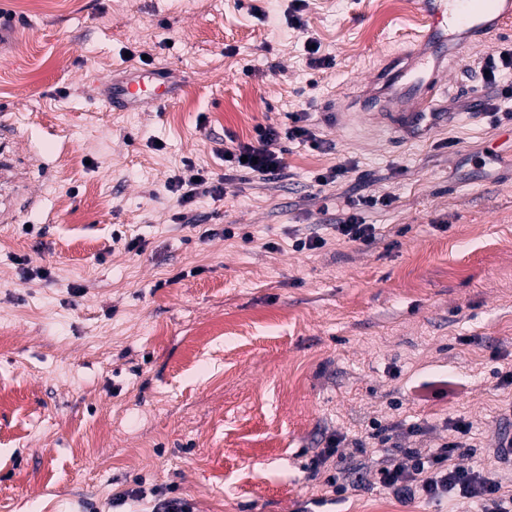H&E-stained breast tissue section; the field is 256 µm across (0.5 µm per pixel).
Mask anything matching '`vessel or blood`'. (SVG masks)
Segmentation results:
<instances>
[{
	"label": "vessel or blood",
	"instance_id": "vessel-or-blood-1",
	"mask_svg": "<svg viewBox=\"0 0 512 512\" xmlns=\"http://www.w3.org/2000/svg\"><path fill=\"white\" fill-rule=\"evenodd\" d=\"M427 25L420 51L403 66L394 67L387 78L389 92L384 102L390 108L388 128L393 138L427 140L453 119L437 100L441 63L461 36H482L498 30L512 19V0H414ZM160 79L157 69L139 68L123 80L112 82L104 97L106 109L136 111L146 101L164 106L165 98H148V88ZM18 179L13 165L0 162V222L14 218L11 190Z\"/></svg>",
	"mask_w": 512,
	"mask_h": 512
}]
</instances>
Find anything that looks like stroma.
<instances>
[{
    "label": "stroma",
    "mask_w": 512,
    "mask_h": 512,
    "mask_svg": "<svg viewBox=\"0 0 512 512\" xmlns=\"http://www.w3.org/2000/svg\"><path fill=\"white\" fill-rule=\"evenodd\" d=\"M268 2L0 0V120L17 166L40 162L34 204L0 224V512H151L112 503L138 485L196 512H298L326 491L312 460L333 434L363 488L328 512H476L381 491L391 455L350 444L375 420L417 425L400 443L425 450L464 418L476 451L457 465L512 477L494 455L512 427V121L483 110L512 99L478 68L512 35L459 39L454 121L398 142L360 98L418 51L422 16L307 0L302 31ZM310 32L332 67L311 66ZM143 51L166 106L106 111L105 84ZM300 110L327 149L287 144L281 180L225 167L230 141ZM193 166L226 192L172 223L167 183ZM365 198L377 241H338L332 223ZM205 228L218 236L200 242ZM312 232L326 246L295 250Z\"/></svg>",
    "instance_id": "obj_1"
}]
</instances>
